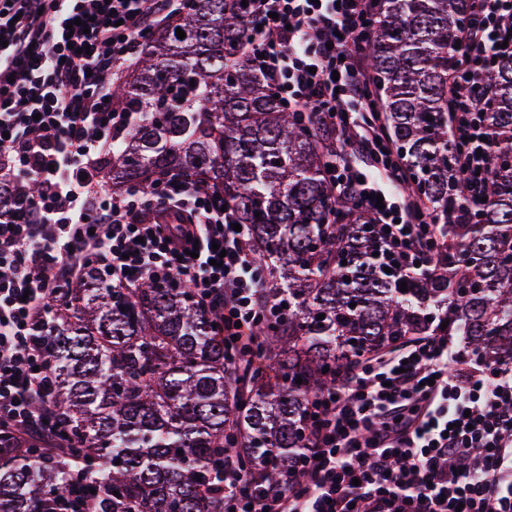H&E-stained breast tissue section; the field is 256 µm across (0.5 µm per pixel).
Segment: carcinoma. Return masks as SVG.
I'll use <instances>...</instances> for the list:
<instances>
[{
	"label": "carcinoma",
	"instance_id": "obj_1",
	"mask_svg": "<svg viewBox=\"0 0 512 512\" xmlns=\"http://www.w3.org/2000/svg\"><path fill=\"white\" fill-rule=\"evenodd\" d=\"M188 4L112 81L120 109L144 118L121 135L102 180L146 185L185 171L224 192L278 300L252 346L270 366L228 359L220 316L189 286L120 288L87 265L37 332L63 432H0V512H60L80 487L75 512H224V454L266 487L300 481L312 396L368 355L411 336H462L490 363L512 360V56L491 80L486 202L471 196L449 135L448 78L472 0H378L370 40L353 46L437 224L439 251L416 276L387 273L373 256L383 226L324 176L336 128L282 109L275 83L242 52V9ZM39 193L33 179L0 183V211Z\"/></svg>",
	"mask_w": 512,
	"mask_h": 512
}]
</instances>
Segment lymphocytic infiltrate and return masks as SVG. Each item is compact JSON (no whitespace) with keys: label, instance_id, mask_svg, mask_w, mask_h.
Masks as SVG:
<instances>
[{"label":"lymphocytic infiltrate","instance_id":"f902f5d3","mask_svg":"<svg viewBox=\"0 0 512 512\" xmlns=\"http://www.w3.org/2000/svg\"><path fill=\"white\" fill-rule=\"evenodd\" d=\"M187 0H0V180H36L28 206L0 214V427L27 437L61 422L50 367L32 338L58 289L87 261L113 283L189 285L218 313L224 347L246 359L265 290L248 229L221 190L166 172L115 194L99 162L135 120L110 97L112 78L137 63L145 40ZM376 0H247L245 51L289 110L324 112L372 168L331 161L330 183L386 229L401 272L430 266L431 212L386 140L370 69L354 45L369 36ZM448 81L458 163L473 189L490 170L484 116L498 57L512 55V0H474ZM305 478L256 491L224 458L229 512H512V362L487 365L445 336H418L367 359L312 399ZM480 449L479 467L465 457Z\"/></svg>","mask_w":512,"mask_h":512}]
</instances>
